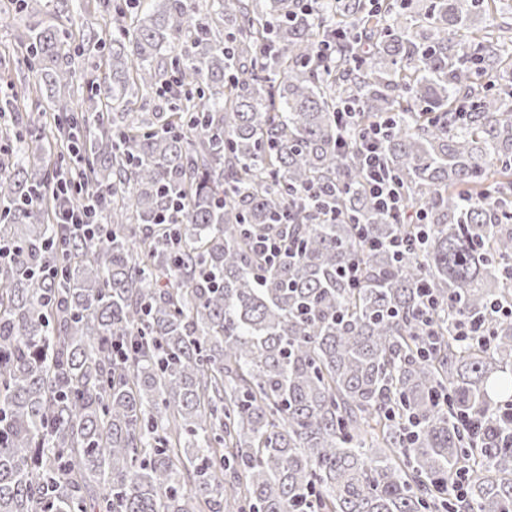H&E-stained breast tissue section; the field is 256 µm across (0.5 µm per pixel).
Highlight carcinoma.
Wrapping results in <instances>:
<instances>
[{
    "label": "carcinoma",
    "mask_w": 512,
    "mask_h": 512,
    "mask_svg": "<svg viewBox=\"0 0 512 512\" xmlns=\"http://www.w3.org/2000/svg\"><path fill=\"white\" fill-rule=\"evenodd\" d=\"M139 2L82 30L110 49L89 81L72 33L19 36L39 82L6 105L50 107L0 129V512H512V319L491 311L512 306V5ZM348 104L390 126L398 213L368 196ZM66 149L73 204L106 197L101 243L54 223ZM332 185V215L299 196ZM256 235L292 251L263 264Z\"/></svg>",
    "instance_id": "1"
}]
</instances>
